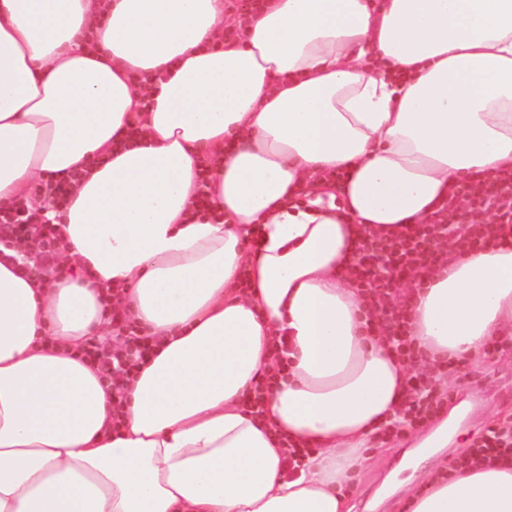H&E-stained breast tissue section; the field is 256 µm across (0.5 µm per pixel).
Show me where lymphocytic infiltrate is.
Here are the masks:
<instances>
[{"label":"lymphocytic infiltrate","instance_id":"f902f5d3","mask_svg":"<svg viewBox=\"0 0 512 512\" xmlns=\"http://www.w3.org/2000/svg\"><path fill=\"white\" fill-rule=\"evenodd\" d=\"M456 194L457 198L465 199V206H458L456 198L434 212L428 223L411 225L397 238H367L354 273L358 288L370 297L383 317L396 352L411 364L420 363L421 355L408 336L406 301L399 287L402 277L442 264L445 256L438 242L443 238L467 252L512 245V170L460 184ZM478 211L491 213V222L474 223L472 216ZM39 214V208L25 200L0 207V244H19L38 237L39 244L24 271L33 274L42 269L56 276L63 271L58 262V227L41 223ZM112 322L117 327L116 335L105 341H89L83 356L119 392L155 342L139 334L120 310H113ZM412 379L410 396L385 425V433L422 424L439 407L441 397L430 374L416 373Z\"/></svg>","mask_w":512,"mask_h":512}]
</instances>
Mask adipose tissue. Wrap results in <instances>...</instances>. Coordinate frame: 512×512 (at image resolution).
Here are the masks:
<instances>
[{
    "label": "adipose tissue",
    "instance_id": "1",
    "mask_svg": "<svg viewBox=\"0 0 512 512\" xmlns=\"http://www.w3.org/2000/svg\"><path fill=\"white\" fill-rule=\"evenodd\" d=\"M230 21L224 0H0V205L83 171L47 213L71 275L0 252V512H352L411 367L348 270L364 229L512 169V0H265L238 41ZM110 288L159 341L117 432L78 356L114 333ZM411 296L424 365L480 361L512 335V248L449 250ZM406 498L512 512V466Z\"/></svg>",
    "mask_w": 512,
    "mask_h": 512
}]
</instances>
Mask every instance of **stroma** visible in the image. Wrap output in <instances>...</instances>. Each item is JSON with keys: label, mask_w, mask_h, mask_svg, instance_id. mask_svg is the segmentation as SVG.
Instances as JSON below:
<instances>
[{"label": "stroma", "mask_w": 512, "mask_h": 512, "mask_svg": "<svg viewBox=\"0 0 512 512\" xmlns=\"http://www.w3.org/2000/svg\"><path fill=\"white\" fill-rule=\"evenodd\" d=\"M465 391L470 394V408L461 421L456 443L421 463L415 471L406 473L399 469L403 453L412 447L408 435L377 440L374 448L368 451L364 464L344 489L354 512H405L403 498L399 495L378 508L370 506L376 489L387 474L397 472L399 479L419 485L427 471L455 463L489 425H512V345L501 347L498 352L485 356L480 363L458 366L450 375L449 402H456Z\"/></svg>", "instance_id": "stroma-1"}]
</instances>
